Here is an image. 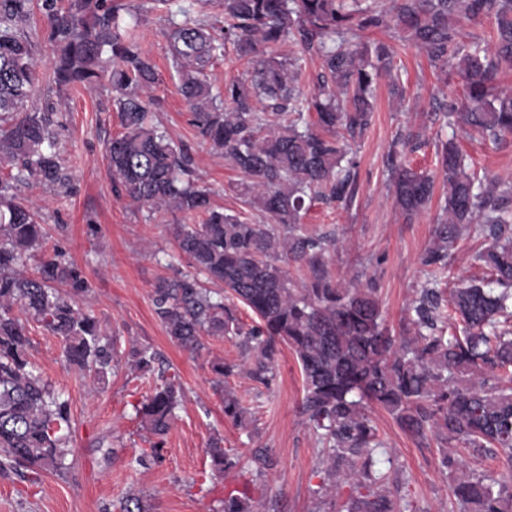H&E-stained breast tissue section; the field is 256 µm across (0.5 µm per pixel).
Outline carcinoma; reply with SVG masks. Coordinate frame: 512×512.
<instances>
[{
  "instance_id": "obj_1",
  "label": "carcinoma",
  "mask_w": 512,
  "mask_h": 512,
  "mask_svg": "<svg viewBox=\"0 0 512 512\" xmlns=\"http://www.w3.org/2000/svg\"><path fill=\"white\" fill-rule=\"evenodd\" d=\"M207 0H154L167 13L171 67L203 142L238 170L232 190L265 217L250 224L212 207V190L199 182L190 150L148 123L144 95L158 82L156 64L137 37L140 14L122 0H0V474L65 468L70 410L63 392L28 359L27 325L35 322L60 338L66 362L99 383L118 362L115 340L96 317L75 307L90 282L65 257L40 224L38 211L16 201L20 184L39 183L66 193L54 102L32 105L43 81L61 92L108 79L109 107L121 131L108 144L112 176L124 195L150 214H181L174 240L190 271L158 279L153 311L170 339L199 355L205 338L240 339L242 361L211 362L213 386L224 416L242 420L239 398L224 389L236 368L266 387L274 380L278 345L292 349L301 367L300 413L324 447L322 486L351 488L324 500L327 512H395L382 489L379 468L387 454L368 408L385 409L419 442H440L442 468L457 474L458 512H512V183L470 170L454 138L436 143L437 171L448 185L430 246L420 255L427 283L408 304L400 331L386 326L375 280L354 277L344 287L328 269L336 240L300 231L316 201L347 207L358 192L356 154L348 150L372 123L378 80L396 69L392 47L382 41L358 47L352 30L398 29L425 53L439 75L455 69L465 81L464 100L441 105L446 125L494 143L512 136V0H224L223 25L200 22L195 6ZM43 28L33 25L34 10ZM494 20L490 46L460 39L457 19ZM53 46L46 66L36 56L39 39ZM291 42L318 55L312 95L297 86L301 58L266 55ZM232 49L253 65L248 81L214 90L208 67ZM422 145L421 134L397 133L388 155V181L407 220L434 195L435 178L402 157ZM488 245L474 261L481 278L440 287L448 256L468 225ZM40 256L34 272L27 263ZM304 270L296 279L290 263ZM224 285L259 322L244 327L234 311L204 287ZM68 288L63 294L58 286ZM157 353L133 345L126 364L141 376L155 372ZM159 383L136 407L154 441L134 459L146 466L159 458L164 437L182 399V386ZM477 455L505 456L508 479L464 467L457 446ZM206 453L217 474L235 465L223 439ZM119 512H147L130 493ZM220 512H251L245 498L224 496Z\"/></svg>"
}]
</instances>
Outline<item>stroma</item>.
<instances>
[{"label":"stroma","mask_w":512,"mask_h":512,"mask_svg":"<svg viewBox=\"0 0 512 512\" xmlns=\"http://www.w3.org/2000/svg\"><path fill=\"white\" fill-rule=\"evenodd\" d=\"M144 15L138 29L142 48L154 58L159 80L151 92L159 104L156 122L170 137L188 145L196 173L212 191L215 207L228 213L250 215L231 186L240 173L200 142L187 122V106L177 91V78L162 34L165 22L152 8V0H127ZM363 42L382 41L393 46L403 66L404 101L390 93L387 80L376 91L373 121L356 146L359 193L347 208L315 203L303 217L301 229L313 235L337 238L328 255V267L341 283L355 276H373L383 318L397 329L404 310L425 281L419 263L432 241L439 215L437 198L413 221L395 208L389 190L386 156L398 129L424 131L426 145L407 159L414 168L434 172L435 125L431 120L442 102L462 99L464 81L449 71L440 80L426 56L397 30L361 33ZM106 86H79L57 94L62 126L58 149L71 184L67 196L55 195L40 184L22 187L21 199L39 207L48 229L64 225L59 241L66 256L81 267L91 283L77 305L92 313L103 332L120 338L121 349L151 346L163 359L167 374L177 375L184 396L165 438L159 459L146 467L135 457L148 447L149 435L140 426L135 408L152 386L119 364L105 383L91 387L88 377L67 366L58 338L37 324L28 327L30 362L61 389L69 402L71 439L66 468L45 471L33 481L16 474L0 475V512H104L129 493H142L151 512H218L225 494L247 491L261 512H323L321 459L323 450L299 413L303 395L300 366L295 353L281 346L276 379L271 388L257 385L245 374L231 376L228 385L245 408L242 423L224 415L213 388L210 363L220 358L240 360L235 338H212L208 349L193 355L174 344L156 318L152 287L174 270L186 269L172 233L169 214L148 215L119 195L112 181L106 145L120 132L117 112L102 110ZM458 144L476 168L489 176L512 177V138L495 144L459 134ZM97 233H90V226ZM484 245L476 229L464 230L451 251L446 283L477 275L473 255ZM387 443L390 464L384 465L385 488L403 512H453L454 480L438 467V442L417 445L379 407L369 411ZM221 436L236 465L224 477L211 475L205 452L212 436ZM263 448L274 461L266 474H258L252 451Z\"/></svg>","instance_id":"stroma-1"}]
</instances>
